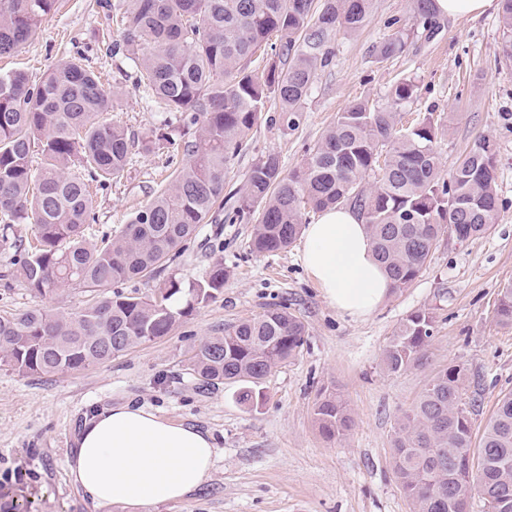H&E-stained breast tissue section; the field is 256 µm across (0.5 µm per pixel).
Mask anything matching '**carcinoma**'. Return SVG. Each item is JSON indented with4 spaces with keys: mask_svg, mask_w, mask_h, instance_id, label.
<instances>
[{
    "mask_svg": "<svg viewBox=\"0 0 512 512\" xmlns=\"http://www.w3.org/2000/svg\"><path fill=\"white\" fill-rule=\"evenodd\" d=\"M121 39L112 55L126 53L139 81L168 112L189 115L183 125L180 167L117 235L93 243L91 186L122 177L131 155L148 144L101 115L114 93L80 57L62 60L37 82L22 70L0 73V241L15 248L17 275L33 293L54 295L82 286L99 299L76 313L44 308L0 313V366L25 375L80 370L163 337L187 310L224 291V261L184 289L170 280L148 297L112 287L162 272L224 199V175L243 138L268 102L280 104L278 121L299 128L303 104L318 71L329 65L336 34L357 32L371 0H129ZM56 0H0V56L18 51L49 15ZM414 17L427 31L436 24L433 0H414ZM503 57L512 60V0H502ZM276 42L267 44L270 35ZM398 34L375 48L381 60L404 51ZM262 54L264 66L252 68ZM409 77L396 81L385 101L360 100L336 117L303 162L283 173L268 153L247 175L235 215L257 210L250 251L288 249L301 231L302 210L348 205L362 216L374 251L396 290L421 273L439 237L454 224L462 240L485 234L499 209L496 146L476 137L444 175L436 149L443 133L433 114L399 127L401 110L416 99ZM44 165L35 170L32 147ZM374 178L370 187L366 180ZM33 221V240L14 235ZM497 322L512 326V286L502 289ZM304 323L285 307L243 320L192 350L190 370L203 386L239 385L244 405L258 404L270 370L296 356ZM433 337V316L406 318L382 354L391 373L422 364ZM467 369L451 365L430 380L394 430V468L413 512H471L473 499L487 512H512V392L504 395L471 456ZM329 438L351 428L352 417L335 396L314 409Z\"/></svg>",
    "mask_w": 512,
    "mask_h": 512,
    "instance_id": "obj_1",
    "label": "carcinoma"
}]
</instances>
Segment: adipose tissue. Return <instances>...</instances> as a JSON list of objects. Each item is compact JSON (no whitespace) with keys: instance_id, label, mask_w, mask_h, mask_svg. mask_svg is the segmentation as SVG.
I'll return each mask as SVG.
<instances>
[{"instance_id":"adipose-tissue-1","label":"adipose tissue","mask_w":512,"mask_h":512,"mask_svg":"<svg viewBox=\"0 0 512 512\" xmlns=\"http://www.w3.org/2000/svg\"><path fill=\"white\" fill-rule=\"evenodd\" d=\"M304 235L302 262L324 298L354 318L374 312L390 282L358 215L325 210ZM213 456L209 433L124 404L84 420L68 469L95 512H107L185 499L206 482Z\"/></svg>"}]
</instances>
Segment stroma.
<instances>
[{"mask_svg":"<svg viewBox=\"0 0 512 512\" xmlns=\"http://www.w3.org/2000/svg\"><path fill=\"white\" fill-rule=\"evenodd\" d=\"M128 5L58 0L19 52L0 58V69L18 67L36 81L59 59L81 55L119 95L112 120L151 142L150 150L132 155L121 180L95 195L97 221L86 230L95 242L129 224L181 158L176 146L153 144L170 113L147 104L129 60L105 53L120 37L112 17ZM499 11L495 5L477 17H437L429 35L413 19L412 0H372L368 23L355 34L337 35L335 54L303 105L300 127L283 129L276 110L263 112L224 182L225 196H241L248 171L270 151L284 170L293 169L339 113L358 100H384L394 81L408 76L418 97L403 109L401 123L411 125L430 112L447 124L437 144L443 170H451L477 136L497 147L499 210L485 235L462 242L443 233L412 284L390 292L370 316L353 318L338 313L309 278L304 238L285 251L256 255L249 244L258 214L231 222L226 212L214 213L160 275L121 287L146 296L171 279L189 284L223 259V293L181 318L167 336L78 371L22 375L0 366V489L36 501L39 512H93L68 475L75 437L94 411L133 403L199 426L215 448L198 493L145 512H412L394 470L398 418L451 363L466 366V393L479 403L474 436H481L502 393L512 390V328L495 317L499 292L512 283V63L502 59ZM400 24L405 52L379 61L375 47ZM92 298L78 286L40 297L19 278H0V313L35 306L76 312ZM283 305L305 324L306 341L262 381L257 407L240 404L235 386L199 387L188 363L194 345ZM420 310L434 317L426 365L388 373L383 349ZM328 394L339 396L353 418L351 428L333 438L322 435L314 420L317 399Z\"/></svg>","mask_w":512,"mask_h":512,"instance_id":"stroma-1","label":"stroma"}]
</instances>
